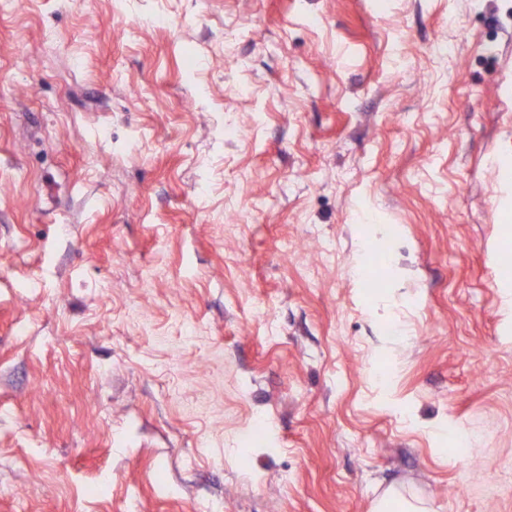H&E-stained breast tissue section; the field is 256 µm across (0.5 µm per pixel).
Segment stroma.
Segmentation results:
<instances>
[{
    "label": "stroma",
    "instance_id": "35a3bbf8",
    "mask_svg": "<svg viewBox=\"0 0 512 512\" xmlns=\"http://www.w3.org/2000/svg\"><path fill=\"white\" fill-rule=\"evenodd\" d=\"M509 161L512 0H0V512H512Z\"/></svg>",
    "mask_w": 512,
    "mask_h": 512
}]
</instances>
